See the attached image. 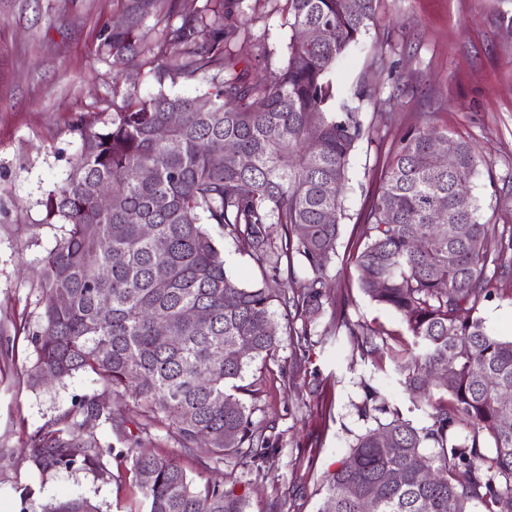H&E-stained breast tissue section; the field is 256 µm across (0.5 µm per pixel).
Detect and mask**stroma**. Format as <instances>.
<instances>
[{"mask_svg": "<svg viewBox=\"0 0 512 512\" xmlns=\"http://www.w3.org/2000/svg\"><path fill=\"white\" fill-rule=\"evenodd\" d=\"M124 4L0 0V512H41L74 497L99 512H146L131 473L136 444L175 458L199 485L216 470L232 475L248 493L249 512H318L328 477L369 426L356 410L362 382L414 425L429 423L392 361L412 339L394 312L361 293L352 262L393 144L428 120L476 145L486 160L471 184L479 215L512 224V187L504 183L512 174V0H378L361 47L337 65L336 84L349 92L364 85L374 96L360 103L369 134L350 161L330 292L352 321L384 331L387 351L364 357L316 330L301 343L283 338L273 359L254 363L246 373L253 427L275 442L258 470L232 455L219 461L207 448L179 447L163 424L139 438V405L112 395L94 373L53 384L30 378L32 339L43 324L42 261L60 233L45 223L43 201L70 170L77 123L107 116L127 88L100 50ZM224 28L250 79H268L282 65L290 35L282 0H226ZM480 311L489 334L512 338V281L498 283ZM93 396L109 400L113 422L79 413ZM77 425L105 446L102 470L47 469L33 457L36 434Z\"/></svg>", "mask_w": 512, "mask_h": 512, "instance_id": "1", "label": "stroma"}]
</instances>
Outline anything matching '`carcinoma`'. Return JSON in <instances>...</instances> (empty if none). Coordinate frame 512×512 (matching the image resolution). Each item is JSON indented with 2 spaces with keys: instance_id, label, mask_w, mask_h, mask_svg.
Segmentation results:
<instances>
[{
  "instance_id": "1",
  "label": "carcinoma",
  "mask_w": 512,
  "mask_h": 512,
  "mask_svg": "<svg viewBox=\"0 0 512 512\" xmlns=\"http://www.w3.org/2000/svg\"><path fill=\"white\" fill-rule=\"evenodd\" d=\"M210 2L183 13L178 0H127L125 24L103 40L120 64L147 40L144 19L180 18L166 23L142 61L159 89L142 95L133 83L106 118L81 121L70 171L43 202L44 223L62 230L44 260V324L33 338L31 379L62 381L89 369L113 393L134 396L149 422L169 421L181 447L203 437L216 457L234 454L255 467L273 442L253 429L245 375L280 348L272 307L288 311V336L300 341L325 306L335 305L329 265L350 158L366 128L333 74L374 23L377 0H284L292 35L283 66L264 82L238 69L233 34ZM310 28L322 29V39H306ZM179 79L204 80L208 91L188 97L164 90L165 81ZM174 112L180 120L170 126ZM165 125L167 142L155 135ZM446 136L424 123L394 145L354 256L359 290L394 311L412 336L396 371L407 388L425 394L430 424L414 426L365 385L357 409L375 427L356 437L331 474L320 512H470L474 502L512 512V400L500 397L512 392V339L490 335L480 315L493 284L512 276V225L480 220L469 185L485 158L457 140L454 166L442 165L433 141ZM91 182L110 191V208L87 195ZM437 209L447 218L442 226L433 223ZM208 224L266 276L292 275L298 263L306 277L279 292L241 284ZM156 239L165 247L156 248ZM103 296L110 305H100ZM193 309L199 318L187 317ZM323 335L347 337L363 357L386 349L379 330L342 310ZM78 411L114 422L98 397L82 400ZM487 436L491 455L481 451ZM430 442L434 454L425 452ZM31 451L46 468L91 471L103 455L95 435L74 429L34 436ZM130 452L148 512H248L246 493L226 476L197 485L171 458ZM43 512L98 510L78 497Z\"/></svg>"
}]
</instances>
